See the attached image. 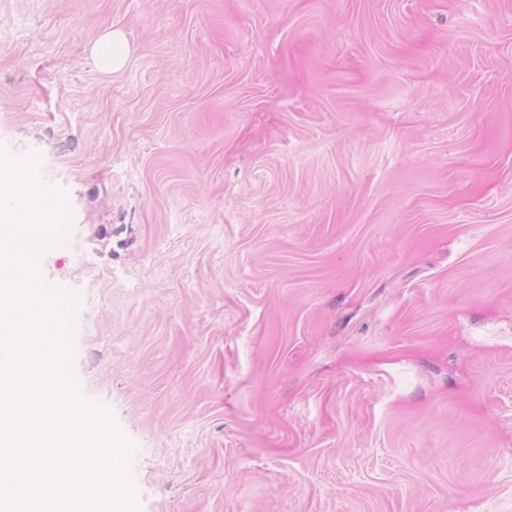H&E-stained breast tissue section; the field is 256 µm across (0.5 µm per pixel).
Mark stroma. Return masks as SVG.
I'll return each instance as SVG.
<instances>
[{
  "label": "stroma",
  "mask_w": 512,
  "mask_h": 512,
  "mask_svg": "<svg viewBox=\"0 0 512 512\" xmlns=\"http://www.w3.org/2000/svg\"><path fill=\"white\" fill-rule=\"evenodd\" d=\"M0 142L143 512H512V0H0ZM127 45L119 34L112 33L95 51V59L105 71H112L122 65Z\"/></svg>",
  "instance_id": "35a3bbf8"
}]
</instances>
